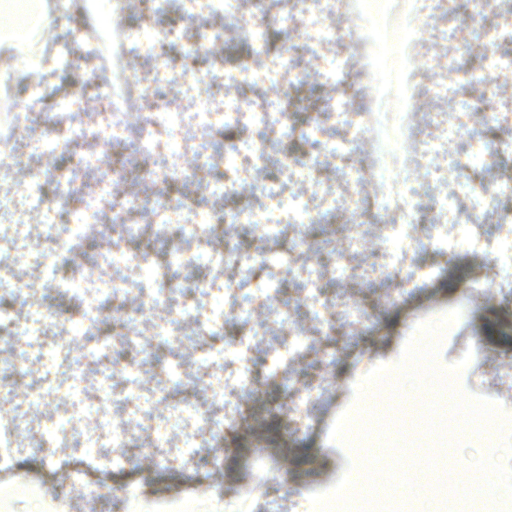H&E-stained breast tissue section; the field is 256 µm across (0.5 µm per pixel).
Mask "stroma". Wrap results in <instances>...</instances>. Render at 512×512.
<instances>
[{
  "mask_svg": "<svg viewBox=\"0 0 512 512\" xmlns=\"http://www.w3.org/2000/svg\"><path fill=\"white\" fill-rule=\"evenodd\" d=\"M49 28L19 48L0 41V195L23 186L51 192L63 155L47 139L128 138L143 130L149 157L169 127H148L155 92L178 98L175 125L189 129L188 152L207 158L264 139V158L238 166L225 184L226 218L201 269L170 267L146 278L112 265L100 251L95 271L73 257L88 240L56 247L37 213L0 209V279L30 282L20 297H0V487L35 484L11 512H181L188 502L211 512H335L337 493L368 468L377 448L395 449L398 488L370 487L367 512H416L417 481L433 483L436 512H468L471 477L512 484V88L458 82L449 62L483 69L495 51L512 50V11L476 18L464 0H422L414 31L399 48L410 89L379 84L376 31L409 20L401 0H246L234 13L219 0L203 11L172 0L149 11L145 0H45ZM333 27L318 43L309 17ZM263 27V55L248 53V32ZM170 30L168 69L145 55V34ZM290 65L295 92L264 98L271 115L308 110L294 133L248 122L201 125L198 91L219 106L236 86L230 73ZM335 132L337 159L318 160L312 125ZM313 160L310 175L297 161ZM412 171L413 203H384L383 182ZM274 179L305 202L277 211L284 235L265 238L233 223ZM74 192L110 212L106 165L79 171ZM31 231H21V223ZM306 232L310 259L290 249ZM259 248L250 273L234 275L226 251ZM52 263H45V255ZM128 288L98 314L95 335L74 327L80 305L113 281ZM164 292L169 315L149 313ZM42 310L40 336L17 334L9 311ZM249 318H242V311ZM144 337L165 330L167 346L112 371L119 338L113 323ZM432 339L439 383L424 380L409 357ZM95 365L74 383L71 370ZM105 425L79 419L102 382ZM482 402L488 419L462 438L456 408ZM362 416L357 444L338 439L343 421Z\"/></svg>",
  "mask_w": 512,
  "mask_h": 512,
  "instance_id": "stroma-1",
  "label": "stroma"
}]
</instances>
